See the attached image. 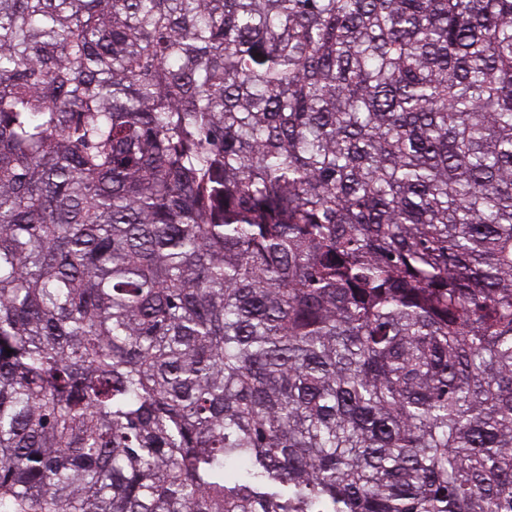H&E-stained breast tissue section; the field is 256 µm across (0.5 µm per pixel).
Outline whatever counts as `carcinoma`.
<instances>
[{
	"mask_svg": "<svg viewBox=\"0 0 512 512\" xmlns=\"http://www.w3.org/2000/svg\"><path fill=\"white\" fill-rule=\"evenodd\" d=\"M0 512H512V0H0Z\"/></svg>",
	"mask_w": 512,
	"mask_h": 512,
	"instance_id": "obj_1",
	"label": "carcinoma"
}]
</instances>
